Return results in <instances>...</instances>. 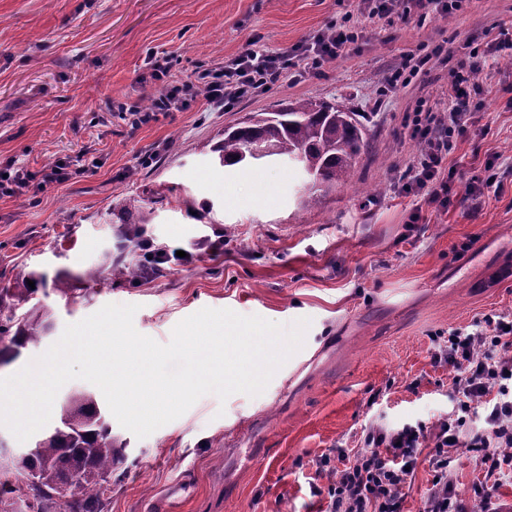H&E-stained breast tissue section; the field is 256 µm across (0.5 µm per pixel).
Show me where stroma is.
Wrapping results in <instances>:
<instances>
[{
  "label": "stroma",
  "instance_id": "35a3bbf8",
  "mask_svg": "<svg viewBox=\"0 0 512 512\" xmlns=\"http://www.w3.org/2000/svg\"><path fill=\"white\" fill-rule=\"evenodd\" d=\"M350 0H0V166L32 172L70 158L86 172L48 186L37 202L0 198V286L16 272L45 284L68 280L72 301L37 293L54 313L39 345L21 349L0 378L43 354L67 325L104 305L134 304L135 329L169 343L181 320L204 308L229 309L310 325L302 348L257 396L201 397L146 438L120 424L113 435L127 459L112 477L107 512H325L315 494V462L341 446L359 451L369 427L433 425L456 404L454 373L432 361L433 336L471 329L484 315H512V278L489 281L488 255L512 269L503 234L512 227V51L502 50L479 79L483 107L448 162L457 169L445 212L397 180L419 152L410 116L436 105L448 71L487 31L512 27V0H470L452 18L364 24L357 42L320 75L281 78L232 111L204 100L140 128L118 104H145L160 87L147 63L167 55L173 79L192 76L248 43L280 53L349 10ZM452 48L410 83L380 95V80L406 53ZM341 102L365 112L370 144L350 183L320 186L305 205L308 178L294 163L221 167L209 152L226 126L298 99ZM500 186L471 195L468 180L486 161ZM262 177L271 201L237 199L245 177ZM146 201L145 235L192 262L130 280L120 249L126 199ZM425 220L411 223L415 211ZM223 237V252L210 240ZM100 269V282L84 273ZM448 478L469 512L476 483L493 506L512 512V481H496L464 448L448 451Z\"/></svg>",
  "mask_w": 512,
  "mask_h": 512
}]
</instances>
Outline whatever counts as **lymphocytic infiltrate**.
Wrapping results in <instances>:
<instances>
[{
    "label": "lymphocytic infiltrate",
    "mask_w": 512,
    "mask_h": 512,
    "mask_svg": "<svg viewBox=\"0 0 512 512\" xmlns=\"http://www.w3.org/2000/svg\"><path fill=\"white\" fill-rule=\"evenodd\" d=\"M464 3L355 0L352 11L282 53L247 48L187 80L171 79L170 65L154 64V77L162 87L150 107L122 103L118 111L135 127L158 121L161 114L183 111L200 97L211 111L225 112L283 76L300 80L320 73L326 64L347 54L359 38L362 20L388 25L397 17L454 16L463 11ZM470 56L469 66L448 72L447 106L418 111L413 119L411 136L421 150L404 176L402 188L408 193H425L428 204L438 211L447 210L452 203L455 170L446 164L448 155L455 141L467 135L474 115L483 106L482 86L475 75L483 70L486 58L476 49ZM82 172V166L67 158L56 159L37 174L9 165L0 169V196L20 197L28 194L31 186L42 189L61 184ZM433 360L448 364L454 372L455 411L432 428L406 424L369 429L363 451L352 454L339 448L334 455L321 456L316 474L328 479V512H402V489L429 440L434 443L429 463L435 480L422 512H462L448 479L449 449L468 445L490 461L498 477L512 478V317L487 315L477 321L475 331L453 330L435 337ZM485 405L490 408L487 429L461 442L469 413Z\"/></svg>",
    "instance_id": "f902f5d3"
}]
</instances>
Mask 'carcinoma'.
Listing matches in <instances>:
<instances>
[{"label": "carcinoma", "instance_id": "obj_1", "mask_svg": "<svg viewBox=\"0 0 512 512\" xmlns=\"http://www.w3.org/2000/svg\"><path fill=\"white\" fill-rule=\"evenodd\" d=\"M262 141L275 158L297 162L314 184L348 182L357 159L368 146L362 115L341 102L300 99L272 112H256L224 128V138L211 147L222 166L247 165L250 144ZM140 223L130 224L126 239L137 242L149 218L143 205ZM35 273L21 271L0 289V365L21 349L38 345L53 328L52 311L27 307L37 290L27 281ZM32 451L13 469H0V512H104L112 474L125 462V444L112 436V425L92 394L75 390L61 406L59 423L32 442ZM37 474L31 482L27 472Z\"/></svg>", "mask_w": 512, "mask_h": 512}]
</instances>
